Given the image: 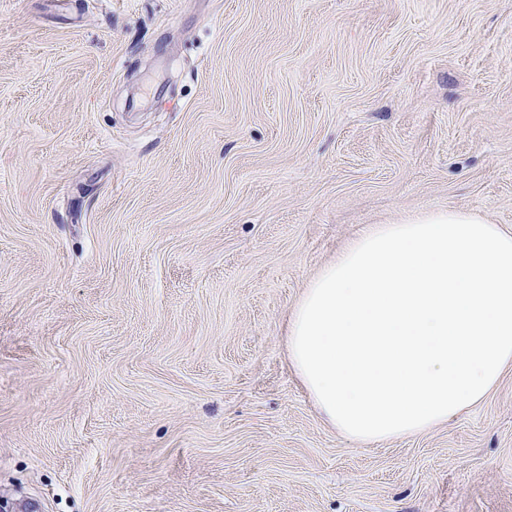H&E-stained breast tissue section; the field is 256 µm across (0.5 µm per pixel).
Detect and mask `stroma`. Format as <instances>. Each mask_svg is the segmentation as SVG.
Listing matches in <instances>:
<instances>
[{
  "mask_svg": "<svg viewBox=\"0 0 512 512\" xmlns=\"http://www.w3.org/2000/svg\"><path fill=\"white\" fill-rule=\"evenodd\" d=\"M512 231V0H0V498L512 512V369L358 443L288 364L366 225Z\"/></svg>",
  "mask_w": 512,
  "mask_h": 512,
  "instance_id": "1",
  "label": "stroma"
}]
</instances>
